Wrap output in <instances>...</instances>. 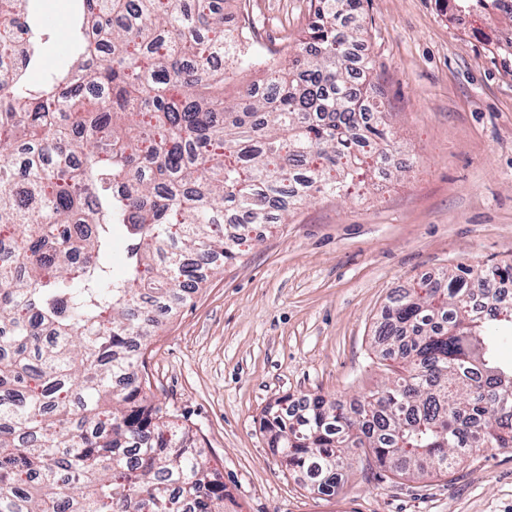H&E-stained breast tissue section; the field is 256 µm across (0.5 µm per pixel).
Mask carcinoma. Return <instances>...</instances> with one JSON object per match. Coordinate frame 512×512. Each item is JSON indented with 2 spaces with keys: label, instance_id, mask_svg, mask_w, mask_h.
I'll return each mask as SVG.
<instances>
[{
  "label": "carcinoma",
  "instance_id": "carcinoma-1",
  "mask_svg": "<svg viewBox=\"0 0 512 512\" xmlns=\"http://www.w3.org/2000/svg\"><path fill=\"white\" fill-rule=\"evenodd\" d=\"M72 2L69 59L32 84L20 67L51 36L34 0H0V512H226L219 470L150 399L141 349L157 312L236 259L252 225L314 193L348 197L387 159L384 104L349 51L363 0H311L278 61L247 0L239 28L217 0H137L130 14L127 0ZM452 4L512 29V0ZM508 280L512 263L458 265L395 298L379 335L406 372L349 406L276 401L261 427L282 465L328 494L352 448L396 476L511 448Z\"/></svg>",
  "mask_w": 512,
  "mask_h": 512
}]
</instances>
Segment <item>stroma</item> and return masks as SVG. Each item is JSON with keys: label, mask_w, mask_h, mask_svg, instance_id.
<instances>
[{"label": "stroma", "mask_w": 512, "mask_h": 512, "mask_svg": "<svg viewBox=\"0 0 512 512\" xmlns=\"http://www.w3.org/2000/svg\"><path fill=\"white\" fill-rule=\"evenodd\" d=\"M42 2L56 38L35 82L65 55L72 24L69 0ZM249 12L268 48L311 17L310 0H250ZM360 22L401 163L356 199L317 193L287 222L258 227L164 318L144 372L242 512H512V448L423 479L358 462L326 495L281 466L259 426L283 395L349 405L402 369L374 347L402 289L459 264L512 262V48L438 0H363Z\"/></svg>", "instance_id": "1"}]
</instances>
